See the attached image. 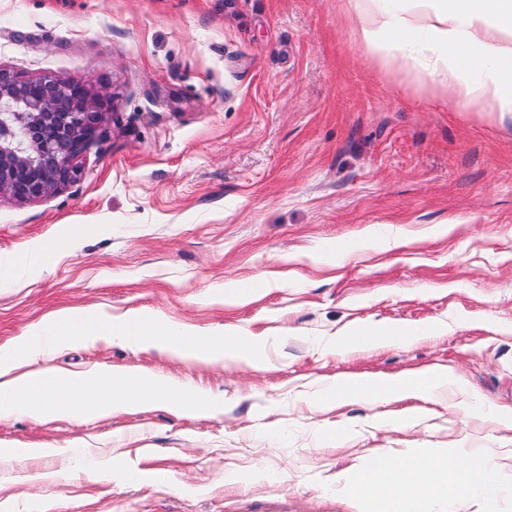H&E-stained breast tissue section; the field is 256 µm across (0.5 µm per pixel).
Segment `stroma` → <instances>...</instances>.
<instances>
[{
	"mask_svg": "<svg viewBox=\"0 0 512 512\" xmlns=\"http://www.w3.org/2000/svg\"><path fill=\"white\" fill-rule=\"evenodd\" d=\"M347 0H0V65L77 79L110 135L79 180L0 199V345L71 307L149 309L267 338L264 369L116 343L37 369L141 370L223 397L217 415L147 406L83 421L0 419V512H355L371 450L478 448L508 487L458 512H512V439L464 403L416 425L320 401L336 376L441 365L512 408V117L450 107L426 74L370 56ZM73 239L45 261L47 240ZM274 289L239 303L230 282ZM419 334L338 354L355 326ZM66 456L17 460L28 448ZM46 479L32 483L31 475Z\"/></svg>",
	"mask_w": 512,
	"mask_h": 512,
	"instance_id": "1",
	"label": "stroma"
}]
</instances>
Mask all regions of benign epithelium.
I'll use <instances>...</instances> for the list:
<instances>
[{"label": "benign epithelium", "mask_w": 512, "mask_h": 512, "mask_svg": "<svg viewBox=\"0 0 512 512\" xmlns=\"http://www.w3.org/2000/svg\"><path fill=\"white\" fill-rule=\"evenodd\" d=\"M106 115L83 83L0 65V198L36 202L75 182L77 159L107 138Z\"/></svg>", "instance_id": "1"}]
</instances>
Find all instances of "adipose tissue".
<instances>
[{"label":"adipose tissue","instance_id":"1","mask_svg":"<svg viewBox=\"0 0 512 512\" xmlns=\"http://www.w3.org/2000/svg\"><path fill=\"white\" fill-rule=\"evenodd\" d=\"M358 40L372 52L426 70L456 104L488 103L512 116V0H407L404 8L376 23L360 21ZM415 332L399 327H358L338 336L336 351L394 347L413 341ZM467 394L463 377L445 367L394 377H337L321 400L336 403L437 401L441 392ZM342 489L361 512H426L435 499L497 496L502 484L496 467L475 451L426 448L398 459L375 449Z\"/></svg>","mask_w":512,"mask_h":512}]
</instances>
